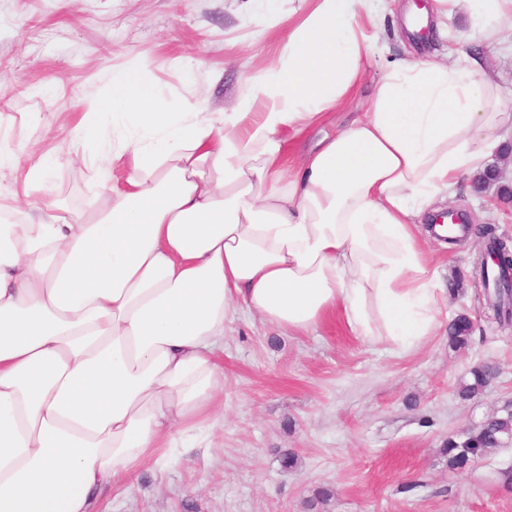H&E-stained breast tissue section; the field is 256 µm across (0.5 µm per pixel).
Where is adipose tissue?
<instances>
[{
    "mask_svg": "<svg viewBox=\"0 0 512 512\" xmlns=\"http://www.w3.org/2000/svg\"><path fill=\"white\" fill-rule=\"evenodd\" d=\"M500 40L512 0H439ZM373 0H312L275 64L221 112L169 111L143 67L113 72L71 130H112L89 159L99 203L0 225V512H93L113 483L224 418V333L245 311L293 336L340 312L406 354L440 326L415 223L471 187L499 147L482 54L388 67L361 116L287 160L362 80ZM125 169L115 179L114 167Z\"/></svg>",
    "mask_w": 512,
    "mask_h": 512,
    "instance_id": "ef3b65f1",
    "label": "adipose tissue"
}]
</instances>
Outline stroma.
<instances>
[{"label":"stroma","mask_w":512,"mask_h":512,"mask_svg":"<svg viewBox=\"0 0 512 512\" xmlns=\"http://www.w3.org/2000/svg\"><path fill=\"white\" fill-rule=\"evenodd\" d=\"M407 7L389 0L358 99L293 143L291 162L335 136L384 69L440 61L469 28L457 13L442 33L417 39ZM302 8L301 0H0V128L18 152L14 168L0 170V195L36 214L84 212L98 192L87 166L52 167L47 195L26 190L24 175L33 155L73 147L71 127L113 70L144 64L170 111L191 99L220 112L276 58L289 11ZM483 52L512 118V31ZM446 203L512 236V207L494 191L462 189ZM481 250L472 236L428 240L441 285L460 288L442 299L443 326L409 355L362 341L337 317L316 333L282 336L240 314L225 331L223 426L196 432L195 447L171 449L167 463H147L106 490L95 512H512V443L464 470L439 453L448 436L512 405V326L486 321L473 277ZM461 314L474 334L455 350L445 324ZM486 360L499 376L478 398L460 400V380ZM288 454L297 460L290 468Z\"/></svg>","instance_id":"35a3bbf8"}]
</instances>
